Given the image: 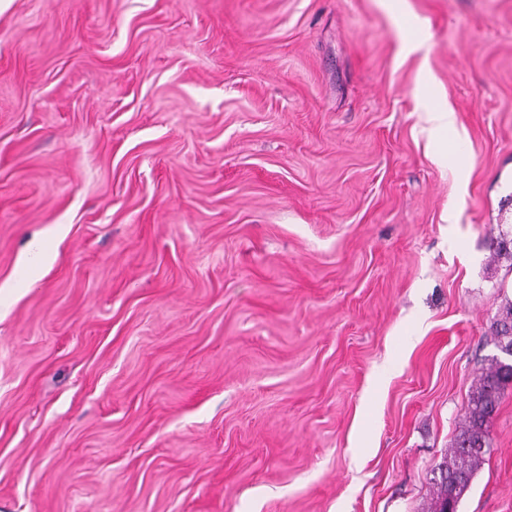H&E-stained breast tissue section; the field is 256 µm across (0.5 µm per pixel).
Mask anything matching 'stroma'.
Masks as SVG:
<instances>
[{
  "instance_id": "1",
  "label": "stroma",
  "mask_w": 512,
  "mask_h": 512,
  "mask_svg": "<svg viewBox=\"0 0 512 512\" xmlns=\"http://www.w3.org/2000/svg\"><path fill=\"white\" fill-rule=\"evenodd\" d=\"M510 231L512 0H0V512H428Z\"/></svg>"
}]
</instances>
